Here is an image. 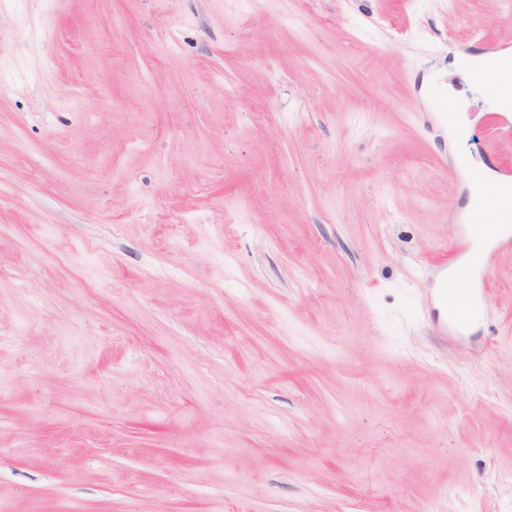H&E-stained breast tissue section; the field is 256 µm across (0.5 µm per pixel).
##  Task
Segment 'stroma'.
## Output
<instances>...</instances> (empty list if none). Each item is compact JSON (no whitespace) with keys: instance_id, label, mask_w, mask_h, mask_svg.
<instances>
[{"instance_id":"35a3bbf8","label":"stroma","mask_w":512,"mask_h":512,"mask_svg":"<svg viewBox=\"0 0 512 512\" xmlns=\"http://www.w3.org/2000/svg\"><path fill=\"white\" fill-rule=\"evenodd\" d=\"M511 17L0 0V512H512V249L429 330ZM486 54H491L490 49L486 48L483 43L478 41L474 43V46L470 47L469 51L461 59L465 65H470L474 58ZM469 70L476 83L481 84L483 79L493 78L498 81L500 87L499 94H502V97L509 99L512 97V70H495L474 64L470 65ZM442 278L440 282L438 304L446 309L450 321L457 325L463 326L469 318V313L473 310L472 288H462L461 294L465 298V302H460L454 298H448V264L445 263L440 269Z\"/></svg>"}]
</instances>
